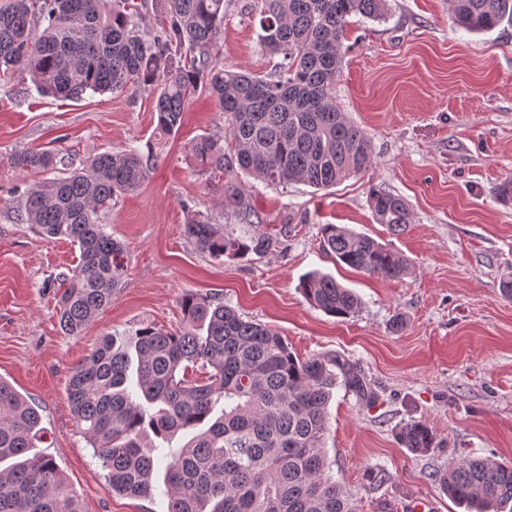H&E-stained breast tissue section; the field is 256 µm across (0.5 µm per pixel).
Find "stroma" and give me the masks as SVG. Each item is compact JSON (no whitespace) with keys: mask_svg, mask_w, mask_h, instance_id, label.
I'll use <instances>...</instances> for the list:
<instances>
[{"mask_svg":"<svg viewBox=\"0 0 512 512\" xmlns=\"http://www.w3.org/2000/svg\"><path fill=\"white\" fill-rule=\"evenodd\" d=\"M222 60L263 73L256 20L226 0ZM337 107L371 140L373 163L336 187H276L243 175L255 214L236 227L278 238L276 251L224 261L183 233L185 206L220 212L221 178L197 172L193 139L224 131L207 97L187 108L175 136L163 140L158 164L136 192L105 219L126 250L129 284L77 336L58 324L53 282L74 267L77 246L39 235L19 211L0 208V378L34 403L50 455L80 496L84 512H167L162 478L151 497L114 492L71 412L66 396L74 367L106 333L151 324L182 325L183 293L220 298L244 318L268 325L300 358L338 354L358 363L380 400L365 408L344 389L329 405L326 452L331 479L358 512H465L438 477L465 457L512 464V201L498 186L512 177V25L488 33L456 27L449 0H390L386 20L352 18ZM157 124L146 92L57 100L33 85L0 81V199L21 181L8 157L48 150L80 167L95 151L144 144ZM408 204L411 222L392 234L375 221L371 188ZM338 224L402 253L410 274L370 277L325 255L320 229ZM331 275L361 300L347 319L315 309L298 288L303 275ZM405 327L393 331L394 315ZM410 420L429 425L434 448L415 453L398 432Z\"/></svg>","mask_w":512,"mask_h":512,"instance_id":"stroma-1","label":"stroma"}]
</instances>
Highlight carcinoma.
<instances>
[{
	"label": "carcinoma",
	"instance_id": "carcinoma-1",
	"mask_svg": "<svg viewBox=\"0 0 512 512\" xmlns=\"http://www.w3.org/2000/svg\"><path fill=\"white\" fill-rule=\"evenodd\" d=\"M166 23L151 31L135 0H0V80L31 81L56 98L146 91L157 116L144 146L89 156L66 175L17 187L3 202L22 209L47 239L78 247L79 261L58 278L59 325L77 336L128 284L123 246L105 231L112 202L149 178L162 136L176 134L186 105L205 94L224 112V135L191 145L201 171L224 175V213L184 206V233L216 260L264 255L279 245L265 234L238 236L232 222H251L237 171L271 186L334 187L365 172L373 150L365 131L333 97L350 18L380 21L388 0H246L241 13L259 19V43L278 58L264 74L220 63L224 0H165ZM454 21L475 33L512 24V0H450ZM21 172L56 170L49 151L9 157ZM377 223L394 232L409 208L373 188ZM320 246L337 262L368 275L398 279L409 261L375 239L324 224ZM299 288L315 308L337 318L361 302L330 276L311 272ZM183 325H153L132 336L105 335L69 380L73 415L108 470L112 490L153 494L166 461L168 512H356L351 495L327 475L328 406L342 388L370 408L379 393L361 367L340 355L297 357L285 338L217 299L186 293ZM189 439L178 449L175 437ZM44 428L37 409L0 378V512H84L52 457L35 451ZM403 447L435 445L422 421L404 424ZM448 497L469 512L512 503V466L463 458L439 476Z\"/></svg>",
	"mask_w": 512,
	"mask_h": 512
}]
</instances>
